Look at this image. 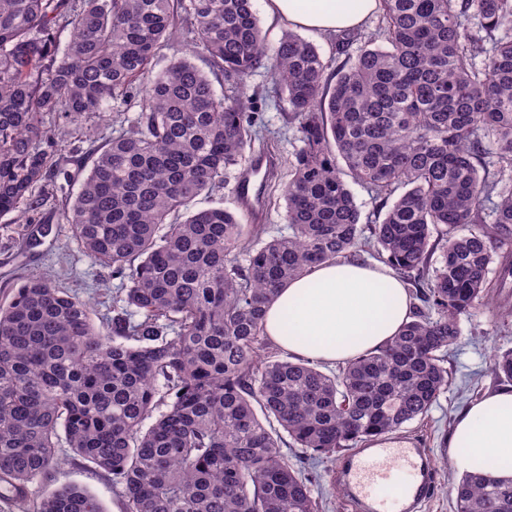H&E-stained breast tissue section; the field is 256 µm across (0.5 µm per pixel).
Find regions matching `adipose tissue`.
Returning a JSON list of instances; mask_svg holds the SVG:
<instances>
[{
  "instance_id": "adipose-tissue-1",
  "label": "adipose tissue",
  "mask_w": 512,
  "mask_h": 512,
  "mask_svg": "<svg viewBox=\"0 0 512 512\" xmlns=\"http://www.w3.org/2000/svg\"><path fill=\"white\" fill-rule=\"evenodd\" d=\"M377 6L378 0H267L266 9L311 32H336L360 26ZM410 306L389 268L338 259L279 288L264 327L294 355L342 363L386 344L409 321ZM448 448L459 474L512 479V388L490 391L462 410Z\"/></svg>"
}]
</instances>
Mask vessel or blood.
I'll list each match as a JSON object with an SVG mask.
<instances>
[{
	"label": "vessel or blood",
	"instance_id": "obj_1",
	"mask_svg": "<svg viewBox=\"0 0 512 512\" xmlns=\"http://www.w3.org/2000/svg\"><path fill=\"white\" fill-rule=\"evenodd\" d=\"M271 164L270 157L259 154L248 160L235 186L242 209L256 207L261 189L257 178ZM339 470L360 512H418L435 481L429 451L417 441L396 446L380 439L353 454Z\"/></svg>",
	"mask_w": 512,
	"mask_h": 512
}]
</instances>
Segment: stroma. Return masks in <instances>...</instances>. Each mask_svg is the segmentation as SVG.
<instances>
[{
  "mask_svg": "<svg viewBox=\"0 0 512 512\" xmlns=\"http://www.w3.org/2000/svg\"><path fill=\"white\" fill-rule=\"evenodd\" d=\"M248 93L266 123L265 136L277 159L274 172L287 177L293 158V132L280 118L283 99L279 87L266 72L255 73L248 81ZM58 201L44 207L41 217L52 227L51 234L36 247L19 239L14 228L0 227V302L5 301L19 278L31 271L50 276L64 288L72 289L91 301L92 319L101 322L116 294V282L110 273L86 257L72 238L68 225L58 223ZM462 335L451 349L448 366L453 372L449 391L441 396L429 416L402 429V436L421 441L435 467V485L431 498L421 512H452V494L448 485V436L456 414L485 391L495 388L491 374L494 353L512 348V323H504L491 310L480 309L462 318ZM321 480L313 495L321 512H353L344 485L336 477L335 460L318 463ZM77 485L96 495L104 512H121V498L105 479L87 465L65 461L56 466L47 481L35 483L34 491L45 493L63 486Z\"/></svg>",
  "mask_w": 512,
  "mask_h": 512,
  "instance_id": "obj_1",
  "label": "stroma"
}]
</instances>
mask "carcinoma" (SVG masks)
<instances>
[{
  "instance_id": "cac0c4a2",
  "label": "carcinoma",
  "mask_w": 512,
  "mask_h": 512,
  "mask_svg": "<svg viewBox=\"0 0 512 512\" xmlns=\"http://www.w3.org/2000/svg\"><path fill=\"white\" fill-rule=\"evenodd\" d=\"M378 4L374 30L336 35L326 58L292 31L268 47L252 0H0V220L30 242L61 194V220L121 294L97 326L86 300L30 273L0 306V502L104 512L76 486L33 496L68 456L123 512H319L296 460L425 419L461 318H512L492 297L512 277V0ZM175 42L186 51L156 69ZM261 70L296 141L277 185L286 231L267 239L197 207L265 151L246 112ZM108 112L111 133L93 123ZM50 116L85 139L63 143ZM64 146L89 165L73 196L57 183ZM349 179L371 193L365 226ZM360 251L408 286L411 321L334 370L282 354L264 328L278 288ZM491 369L511 383L512 350ZM451 490L453 512H512V482L466 474Z\"/></svg>"
}]
</instances>
